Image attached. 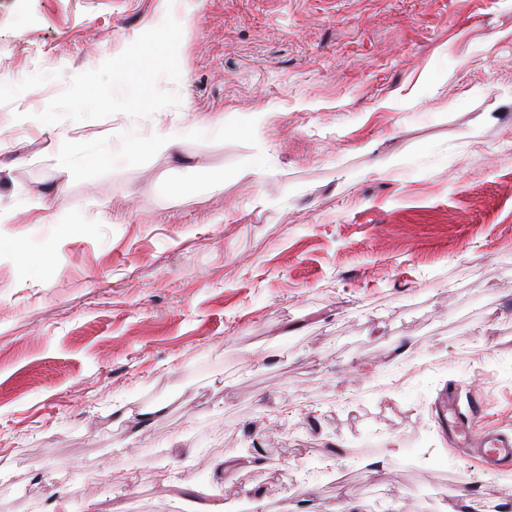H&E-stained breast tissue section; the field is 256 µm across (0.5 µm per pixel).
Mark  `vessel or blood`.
<instances>
[{"label": "vessel or blood", "instance_id": "vessel-or-blood-1", "mask_svg": "<svg viewBox=\"0 0 512 512\" xmlns=\"http://www.w3.org/2000/svg\"><path fill=\"white\" fill-rule=\"evenodd\" d=\"M433 413L445 443L463 448L481 470L512 466V437L484 427L485 407L479 395H472L463 413L458 409L456 391H448L437 400Z\"/></svg>", "mask_w": 512, "mask_h": 512}]
</instances>
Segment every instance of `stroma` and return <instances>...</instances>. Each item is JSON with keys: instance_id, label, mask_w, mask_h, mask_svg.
<instances>
[{"instance_id": "obj_1", "label": "stroma", "mask_w": 512, "mask_h": 512, "mask_svg": "<svg viewBox=\"0 0 512 512\" xmlns=\"http://www.w3.org/2000/svg\"><path fill=\"white\" fill-rule=\"evenodd\" d=\"M163 14L175 41L144 31ZM506 30L512 0H0V238L39 232L19 200L87 220L40 279L0 250V512H512V468L430 414L478 380L512 436ZM104 56L159 110L101 100ZM76 80L85 141L266 121L73 178L39 116Z\"/></svg>"}]
</instances>
